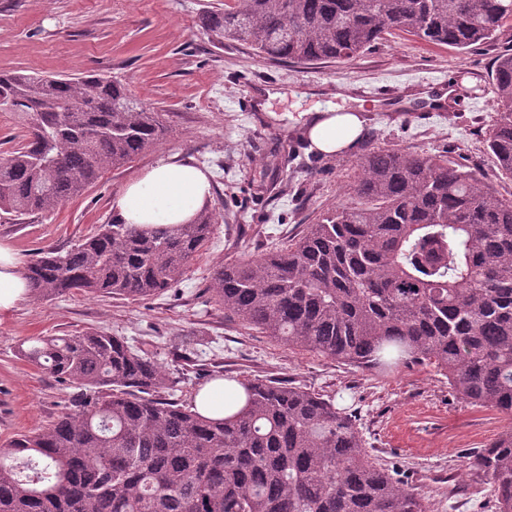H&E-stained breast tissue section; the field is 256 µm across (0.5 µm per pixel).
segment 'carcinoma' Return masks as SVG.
<instances>
[{
    "label": "carcinoma",
    "mask_w": 512,
    "mask_h": 512,
    "mask_svg": "<svg viewBox=\"0 0 512 512\" xmlns=\"http://www.w3.org/2000/svg\"><path fill=\"white\" fill-rule=\"evenodd\" d=\"M219 45L267 61L356 58L399 33L470 50L512 27V0H226L204 13ZM485 140L512 179V52L491 75ZM0 112L27 135L0 158V210L53 211L166 136L161 113L116 80L0 73ZM117 217L67 251L40 250L31 296L148 299L183 281L215 228ZM212 301L293 349L388 375L432 367L465 404L508 420L471 467L512 512V198L443 155L368 152L347 200L273 251L214 266ZM19 356L77 389L48 426L0 446V512H427L372 461L356 417L273 377L238 379L220 419L166 397L153 350L90 329L42 336Z\"/></svg>",
    "instance_id": "obj_1"
}]
</instances>
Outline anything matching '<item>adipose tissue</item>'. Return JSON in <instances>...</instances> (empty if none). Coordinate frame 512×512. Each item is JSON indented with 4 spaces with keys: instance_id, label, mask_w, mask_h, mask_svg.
Here are the masks:
<instances>
[{
    "instance_id": "ef3b65f1",
    "label": "adipose tissue",
    "mask_w": 512,
    "mask_h": 512,
    "mask_svg": "<svg viewBox=\"0 0 512 512\" xmlns=\"http://www.w3.org/2000/svg\"><path fill=\"white\" fill-rule=\"evenodd\" d=\"M365 120L358 112H308L304 121L310 151L339 155L361 139ZM211 174L193 159L161 160L129 183L112 200V211L128 224H187L212 198ZM29 295L22 261L0 241V312L14 309Z\"/></svg>"
}]
</instances>
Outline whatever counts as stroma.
<instances>
[{
	"label": "stroma",
	"mask_w": 512,
	"mask_h": 512,
	"mask_svg": "<svg viewBox=\"0 0 512 512\" xmlns=\"http://www.w3.org/2000/svg\"><path fill=\"white\" fill-rule=\"evenodd\" d=\"M224 0H0V71L80 77L96 73L161 112L168 134L157 148L106 169L81 197L50 213L0 211V240L22 260L69 249L112 218V199L159 159L194 158L213 174L214 232L177 287L149 300L80 294L26 299L0 313V444L47 427L72 387L17 354L34 336L95 328L147 344L189 400L208 371L273 376L332 398L354 413L372 459L420 493L428 512H492L491 490L469 495V456L504 425L494 410L458 399L448 380L424 366L386 376L291 349L245 328L205 292L215 264L258 256L299 235L339 203L354 166L369 151L399 148L447 156L469 167L500 197L485 148L494 123L493 62L512 50V29L475 51L410 37L377 45L345 63L297 65L263 60L244 44L217 46L202 14ZM449 91L444 103L421 92ZM362 109L365 130L346 154L309 152L298 118L312 107ZM192 344L199 361L175 360Z\"/></svg>",
	"instance_id": "obj_1"
}]
</instances>
